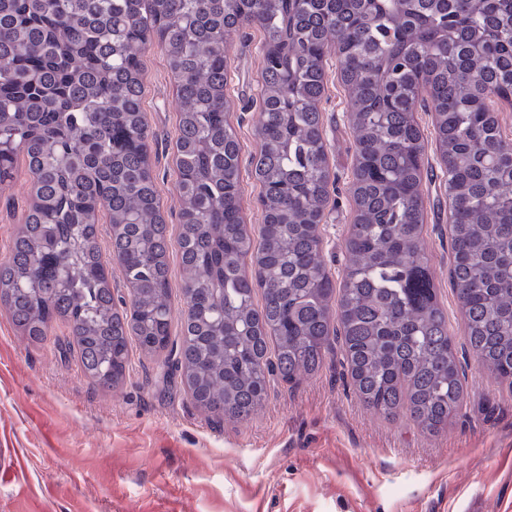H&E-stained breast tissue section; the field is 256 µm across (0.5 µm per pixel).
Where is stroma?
<instances>
[{"label": "stroma", "instance_id": "1", "mask_svg": "<svg viewBox=\"0 0 512 512\" xmlns=\"http://www.w3.org/2000/svg\"><path fill=\"white\" fill-rule=\"evenodd\" d=\"M262 31L253 25L225 44L226 116L239 139L242 220L258 233L260 186L249 159L260 149ZM322 103L329 169L337 179L319 226L327 267L341 280L356 208L350 192L355 135L348 98L334 78ZM143 109L152 139L160 211L178 236L176 81L158 44L142 56ZM425 158L423 242L455 345L464 318L448 280V196L431 113L419 111ZM33 179L18 162L0 184V261L25 222ZM54 323L34 344L0 310V512H512V388L465 364L464 404L436 434L407 417L368 408L341 354L299 385L271 383L265 406L239 423L199 408L161 362L131 351L123 383L95 386Z\"/></svg>", "mask_w": 512, "mask_h": 512}]
</instances>
